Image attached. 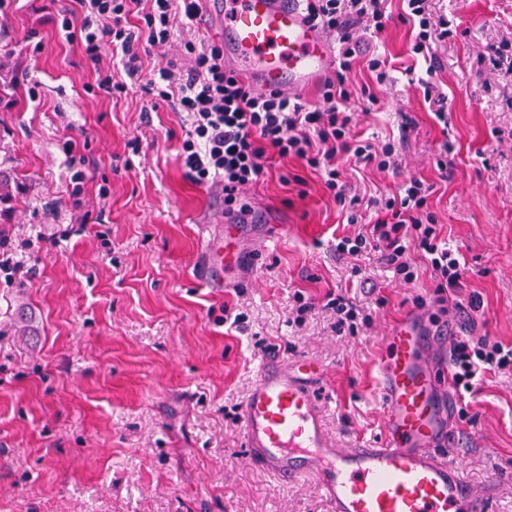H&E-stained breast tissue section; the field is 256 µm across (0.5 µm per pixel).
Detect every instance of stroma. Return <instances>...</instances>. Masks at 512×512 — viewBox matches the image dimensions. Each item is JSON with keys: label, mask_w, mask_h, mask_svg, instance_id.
<instances>
[{"label": "stroma", "mask_w": 512, "mask_h": 512, "mask_svg": "<svg viewBox=\"0 0 512 512\" xmlns=\"http://www.w3.org/2000/svg\"><path fill=\"white\" fill-rule=\"evenodd\" d=\"M431 5L452 29L432 62L408 55L402 0H388L392 19L369 40L393 71L357 131L394 141L397 171L346 167L342 179L364 198L396 195L411 176L433 184L464 271L443 300L423 264L404 283L372 253L353 277L336 240L359 225L303 161L275 157L242 195L276 221V238L227 287L202 285L201 228L223 233L224 194L186 177L182 115L136 84L114 99L88 93L93 65L51 21L71 0H0V167L17 173L0 232L24 265L0 277V512H330L313 478L282 483L247 457L240 409L269 352L324 370V422L350 448L383 434L378 366L406 312L512 345V0ZM427 78L448 96L447 125L423 99ZM331 291L371 312V328L336 331ZM298 292L311 304L299 324ZM459 403L468 415L452 419L451 460L473 486L500 479L491 512H512V367L480 375Z\"/></svg>", "instance_id": "obj_1"}]
</instances>
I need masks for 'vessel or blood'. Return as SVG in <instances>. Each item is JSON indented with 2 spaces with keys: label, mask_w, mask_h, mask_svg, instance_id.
I'll return each mask as SVG.
<instances>
[{
  "label": "vessel or blood",
  "mask_w": 512,
  "mask_h": 512,
  "mask_svg": "<svg viewBox=\"0 0 512 512\" xmlns=\"http://www.w3.org/2000/svg\"><path fill=\"white\" fill-rule=\"evenodd\" d=\"M198 21L218 32L224 66L254 92L299 96L320 87L336 64L335 37L314 25L300 0H201ZM256 214L225 216V234L204 239L203 283L228 284L243 260L245 227ZM456 326L403 316L387 332L376 400L383 436L377 445L337 447L321 415V369L268 354L241 407L250 458L283 481L312 476L331 512H490L498 480L473 488L440 451L454 445L448 421L458 406L436 382L448 364Z\"/></svg>",
  "instance_id": "1"
}]
</instances>
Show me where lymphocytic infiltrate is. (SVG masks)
Returning <instances> with one entry per match:
<instances>
[{"mask_svg": "<svg viewBox=\"0 0 512 512\" xmlns=\"http://www.w3.org/2000/svg\"><path fill=\"white\" fill-rule=\"evenodd\" d=\"M386 0H305L309 17L334 32L339 44L338 69L321 89L316 105L280 94L258 95L245 88L224 67V50L216 43L185 44L183 58H167L143 84L153 106L169 105L184 113L186 134L181 153L186 174L199 185L224 188V206L239 204L242 189L263 173L268 155L295 158L318 171L325 189L345 209L357 198L348 196L341 180L339 161L386 172L396 164L394 144L377 145L354 136L361 105L377 104L369 87L354 91L349 74L363 61L374 83L389 78L384 59L363 53L365 33L384 30L389 21ZM403 23L412 30L410 51L430 58L435 41L451 34L446 20L435 19L428 0H404ZM198 0H75L54 22L69 42L80 45L93 63L104 47L121 56L127 78L139 76L149 49L167 46L177 18L195 21ZM98 92L117 97L125 93V81L115 80L111 69L96 72ZM434 187L412 176L398 196L377 202V216L366 233L341 238L338 254L355 258L379 253L398 280L409 283L417 272L409 260L417 251L437 277L439 292L460 285L459 260L439 234L429 210ZM512 366V346L469 334L451 346L450 374L457 390H470L478 374Z\"/></svg>", "mask_w": 512, "mask_h": 512, "instance_id": "obj_1", "label": "lymphocytic infiltrate"}]
</instances>
